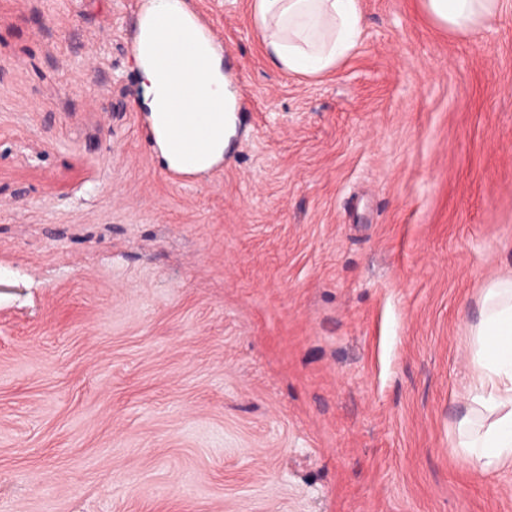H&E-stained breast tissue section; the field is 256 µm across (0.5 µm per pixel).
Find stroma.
<instances>
[{"mask_svg":"<svg viewBox=\"0 0 512 512\" xmlns=\"http://www.w3.org/2000/svg\"><path fill=\"white\" fill-rule=\"evenodd\" d=\"M142 2L0 0V512H512L449 446L512 275V6L360 0L305 76L253 0H186L237 133L177 184ZM433 18L461 34L477 31L505 8L507 0H423Z\"/></svg>","mask_w":512,"mask_h":512,"instance_id":"35a3bbf8","label":"stroma"}]
</instances>
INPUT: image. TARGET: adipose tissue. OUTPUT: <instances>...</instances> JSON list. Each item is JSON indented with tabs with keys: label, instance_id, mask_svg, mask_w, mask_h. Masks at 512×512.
<instances>
[{
	"label": "adipose tissue",
	"instance_id": "1",
	"mask_svg": "<svg viewBox=\"0 0 512 512\" xmlns=\"http://www.w3.org/2000/svg\"><path fill=\"white\" fill-rule=\"evenodd\" d=\"M506 0H424L433 18L468 34L496 17ZM254 22L283 71L331 70L360 44L359 0H253ZM133 62L152 142L168 169L202 174L224 160L236 128V99L224 50L185 0H144ZM466 389L468 410L450 442L481 472L512 466V277L489 286L475 328Z\"/></svg>",
	"mask_w": 512,
	"mask_h": 512
}]
</instances>
